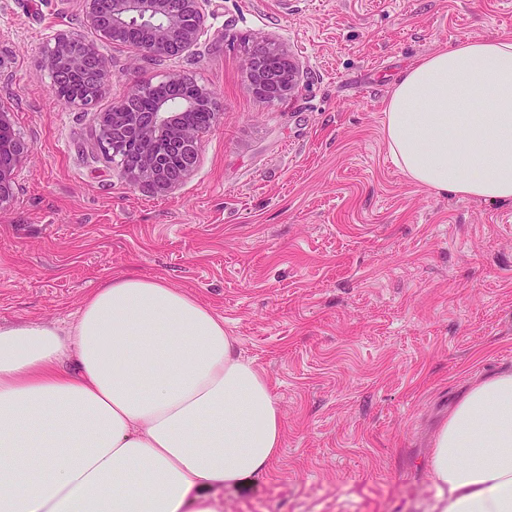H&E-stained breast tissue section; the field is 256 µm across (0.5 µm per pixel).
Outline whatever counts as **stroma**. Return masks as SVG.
Here are the masks:
<instances>
[{"instance_id": "obj_1", "label": "stroma", "mask_w": 512, "mask_h": 512, "mask_svg": "<svg viewBox=\"0 0 512 512\" xmlns=\"http://www.w3.org/2000/svg\"><path fill=\"white\" fill-rule=\"evenodd\" d=\"M205 31L157 65L83 23L85 0H0V107L32 151L0 210V324L72 323L112 278H162L223 316L268 377L285 436L220 512H434L436 426L472 380L512 368V205L439 194L393 164L402 70L463 39L512 36V0H203ZM112 64L96 104L42 66L58 33ZM275 42L286 99L245 59ZM169 71L219 121L177 188L148 193L103 155L98 115ZM269 52L281 55L288 67L282 71L270 70L265 63ZM246 68L254 91L270 101L289 97L296 89L298 71L295 64L270 43L257 44L246 59Z\"/></svg>"}]
</instances>
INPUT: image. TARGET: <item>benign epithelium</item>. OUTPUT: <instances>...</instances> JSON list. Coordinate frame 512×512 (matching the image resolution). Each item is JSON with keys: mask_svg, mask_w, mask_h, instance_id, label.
I'll use <instances>...</instances> for the list:
<instances>
[{"mask_svg": "<svg viewBox=\"0 0 512 512\" xmlns=\"http://www.w3.org/2000/svg\"><path fill=\"white\" fill-rule=\"evenodd\" d=\"M85 21L101 36L119 37L132 21L147 23V36L135 43L138 53L156 60L179 56L199 41L204 29L201 0H86ZM270 52L280 53L270 43H259L246 59V68L254 91L270 101L291 95L297 86L298 71L293 62L282 71L266 66ZM43 65L54 78L55 88L65 83L83 81L93 90L85 99L72 104L82 109L94 103L111 77L108 62L98 53L94 43L77 35L61 33L43 58ZM186 79L178 72H169L156 84L166 93L143 108L142 87L133 86L112 109L99 120V142L107 148L121 140L132 139L137 153L122 163L126 178L135 186L153 193L177 187L195 167L201 128L187 122L190 112L206 111L216 122L221 107L210 90L198 88L192 97L180 94ZM178 152L180 166L173 169L164 161V149ZM31 145L16 137L9 113L0 109V209L14 198V170L19 167Z\"/></svg>", "mask_w": 512, "mask_h": 512, "instance_id": "obj_1", "label": "benign epithelium"}]
</instances>
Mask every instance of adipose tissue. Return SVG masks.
Listing matches in <instances>:
<instances>
[{"label": "adipose tissue", "instance_id": "adipose-tissue-1", "mask_svg": "<svg viewBox=\"0 0 512 512\" xmlns=\"http://www.w3.org/2000/svg\"><path fill=\"white\" fill-rule=\"evenodd\" d=\"M384 137L413 183L512 204V36L405 69ZM284 435L223 316L164 279H112L66 328L0 326V512H218ZM430 472L438 512H512V369L472 383Z\"/></svg>", "mask_w": 512, "mask_h": 512}]
</instances>
